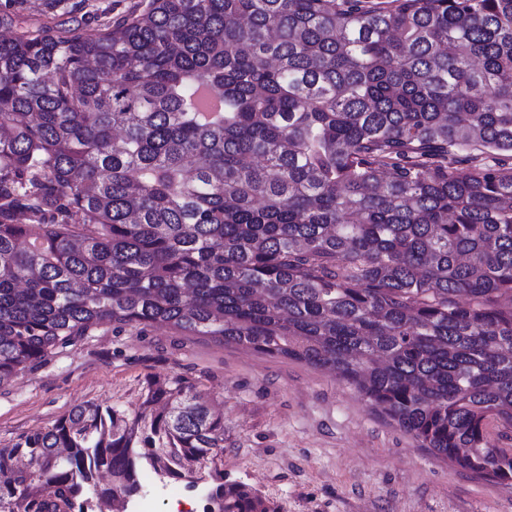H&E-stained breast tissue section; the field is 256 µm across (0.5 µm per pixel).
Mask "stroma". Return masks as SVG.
<instances>
[{
  "instance_id": "1",
  "label": "stroma",
  "mask_w": 512,
  "mask_h": 512,
  "mask_svg": "<svg viewBox=\"0 0 512 512\" xmlns=\"http://www.w3.org/2000/svg\"><path fill=\"white\" fill-rule=\"evenodd\" d=\"M154 378L187 380L224 414L220 467L193 490L153 475L140 494L154 512H203L217 470L282 512H512V488L419 447L327 371L170 326H101L0 387V447L85 402L135 413Z\"/></svg>"
}]
</instances>
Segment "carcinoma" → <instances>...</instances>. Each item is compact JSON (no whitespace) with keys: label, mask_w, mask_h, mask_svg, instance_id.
Returning a JSON list of instances; mask_svg holds the SVG:
<instances>
[{"label":"carcinoma","mask_w":512,"mask_h":512,"mask_svg":"<svg viewBox=\"0 0 512 512\" xmlns=\"http://www.w3.org/2000/svg\"><path fill=\"white\" fill-rule=\"evenodd\" d=\"M0 39V387L99 325L332 370L512 486V0H42ZM224 416L182 381L0 448V512L187 483ZM108 477L109 482L101 483ZM220 512H281L243 483ZM41 4L42 0H26L23 3V10H19V25L31 29L51 25L52 20L44 15Z\"/></svg>","instance_id":"carcinoma-1"}]
</instances>
